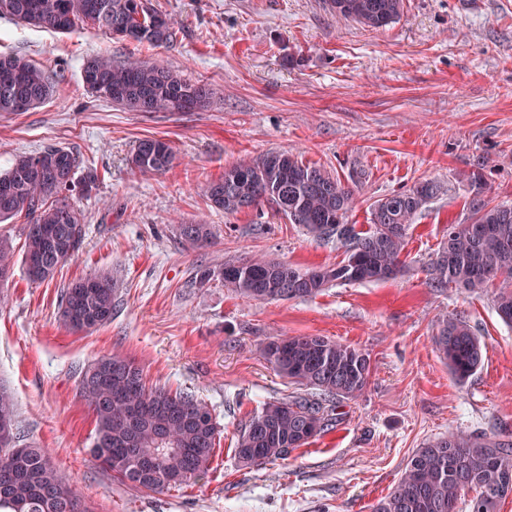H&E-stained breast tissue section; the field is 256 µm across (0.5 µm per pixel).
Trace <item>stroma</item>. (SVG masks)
Listing matches in <instances>:
<instances>
[{
	"label": "stroma",
	"mask_w": 512,
	"mask_h": 512,
	"mask_svg": "<svg viewBox=\"0 0 512 512\" xmlns=\"http://www.w3.org/2000/svg\"><path fill=\"white\" fill-rule=\"evenodd\" d=\"M174 21L173 44L139 46L95 31L60 34L0 19V54L59 75L53 95L0 114V171L16 155L55 145L94 169L77 196L81 251L49 281L16 264L0 287V385L17 403L28 444L49 449L90 512H371L417 449L454 429L512 439V327L497 315L499 283L480 294L432 287L426 267L449 225L468 221L477 159L484 195L512 205V0H405L396 22L370 29L330 13L325 0H151ZM102 53L181 69L211 91L198 112H130L89 93L81 69ZM168 141L166 172L127 159L139 140ZM269 151L357 175L349 223L367 228L371 204L416 182L443 193L414 217L404 269L377 282L337 285L310 299L256 301L221 281L192 283L197 265L264 257L302 268L341 262L321 240L268 204L228 215L204 188L225 167ZM210 225L193 249L178 225ZM109 273L118 306L107 324L71 332L60 293ZM464 317L484 364L458 383L434 345L438 323ZM323 336L370 360L364 393L336 404L332 429L285 460L242 466L238 430L265 403L297 394L260 353L273 337ZM121 354L150 386L194 391L219 427L198 483L153 493L114 479L90 454L95 419L81 370Z\"/></svg>",
	"instance_id": "obj_1"
}]
</instances>
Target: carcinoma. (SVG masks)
I'll list each match as a JSON object with an SVG mask.
<instances>
[{
	"instance_id": "cac0c4a2",
	"label": "carcinoma",
	"mask_w": 512,
	"mask_h": 512,
	"mask_svg": "<svg viewBox=\"0 0 512 512\" xmlns=\"http://www.w3.org/2000/svg\"><path fill=\"white\" fill-rule=\"evenodd\" d=\"M329 10L365 27L378 29L397 20L404 0H326ZM37 29L68 34L90 23L121 40L169 44L171 19L148 0H0V17ZM92 75L87 90L130 112H193L209 103L205 86L151 60L122 64L107 55L86 59ZM54 73L17 54H0V113L27 112L54 92ZM175 159L160 139L139 141L129 158L141 173L167 171ZM79 155L67 147L50 146L17 157L0 172V223L26 219L24 258L28 276L53 277L58 266L82 248L83 212L71 202L72 192L84 194L96 183L88 171L75 177ZM484 164L469 173L473 188L470 221L448 225L428 266L432 285L454 286L481 293L496 279L503 287L494 298L500 319L512 326V206L490 205L483 197ZM441 191L435 180L394 191L371 205L367 230L347 223L353 190L322 166L304 163L285 151H269L224 169L206 187L210 203L226 214L254 209L263 203L293 224L323 240L346 248L336 264L303 270L290 264L254 258L231 260L224 266L201 267L195 283L203 287L218 278L227 291L257 301H275L271 286L288 289L284 299L312 298L340 283L375 282L402 271L400 256L409 225L427 202ZM178 234L192 246L211 239L206 224H181ZM15 265L13 247L0 239V284ZM88 287L75 291L70 283L61 295L59 321L68 330L88 331L111 320L116 307L112 277H86ZM438 351L459 383L483 364L484 346L462 317L442 321L435 337ZM261 353L280 375L306 388L287 400L269 402L241 427L236 455L251 467L286 460L292 451L333 426L336 402L359 397L368 384L370 362L361 351L322 336H288L266 342ZM80 396L95 417L92 453L112 477L132 486L162 492L194 484L209 470L219 435L208 405L188 391L147 387L141 368L121 355L103 357L80 372ZM0 471L13 479L0 491V512H88L69 478L42 448L20 446L16 404L0 388ZM475 491L467 512H498L512 494V440L450 431L416 449L397 484L372 506V512H457L461 493Z\"/></svg>"
}]
</instances>
